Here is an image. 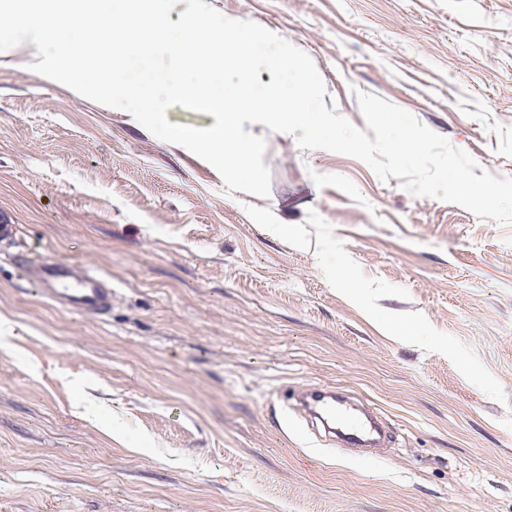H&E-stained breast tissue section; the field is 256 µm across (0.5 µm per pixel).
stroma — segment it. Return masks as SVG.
Returning <instances> with one entry per match:
<instances>
[{"instance_id": "1", "label": "stroma", "mask_w": 512, "mask_h": 512, "mask_svg": "<svg viewBox=\"0 0 512 512\" xmlns=\"http://www.w3.org/2000/svg\"><path fill=\"white\" fill-rule=\"evenodd\" d=\"M305 52L326 107L415 115L512 177V0H207ZM0 52V512H512V224L264 137L271 190ZM98 272L101 317L18 256ZM375 408L373 460L283 388Z\"/></svg>"}]
</instances>
